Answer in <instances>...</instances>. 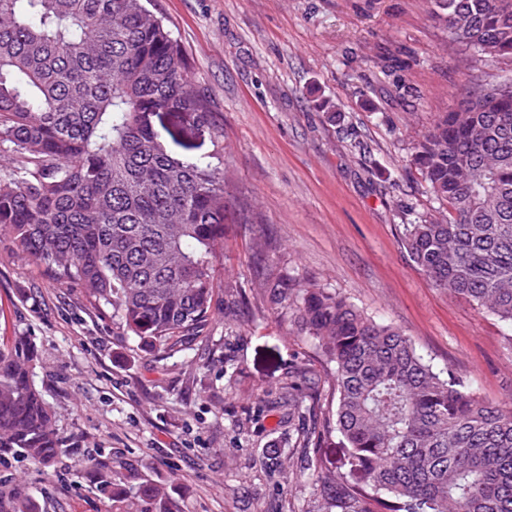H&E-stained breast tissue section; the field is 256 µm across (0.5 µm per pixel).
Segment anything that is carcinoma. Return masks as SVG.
<instances>
[{
    "label": "carcinoma",
    "instance_id": "obj_1",
    "mask_svg": "<svg viewBox=\"0 0 512 512\" xmlns=\"http://www.w3.org/2000/svg\"><path fill=\"white\" fill-rule=\"evenodd\" d=\"M151 0H0V234L89 306L148 346L186 350L218 306L213 259L224 225L250 224L221 157L173 153L156 122L173 112L212 126L206 95ZM448 35L489 60L512 59V0H438ZM444 113L410 162L448 218L403 228L436 288L512 326V93L491 87ZM271 299L296 313L327 367L323 422L299 430L300 466L340 512H512V408L437 369L398 328L345 297L267 274ZM28 336L0 343V455L55 468L74 448L35 383ZM310 380L290 378L277 406L307 412ZM345 448L319 465L321 432ZM111 492L127 475L93 459ZM0 512H36L17 489Z\"/></svg>",
    "mask_w": 512,
    "mask_h": 512
}]
</instances>
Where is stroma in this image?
<instances>
[{"instance_id":"1","label":"stroma","mask_w":512,"mask_h":512,"mask_svg":"<svg viewBox=\"0 0 512 512\" xmlns=\"http://www.w3.org/2000/svg\"><path fill=\"white\" fill-rule=\"evenodd\" d=\"M152 5L210 100L212 127L181 138L193 157L221 155L257 218L229 225L214 262L220 295L243 296L248 317L216 310L190 349L152 350L0 236V339L32 338L59 432L129 472L112 499L73 464L48 474L10 458L0 490L24 489L38 512H126L146 483L166 485L169 505L143 499L141 512H317L309 483L269 468L297 438L271 400L296 368L320 380L325 367L261 286L262 234L269 271L339 293L512 406V327L433 287L402 243L403 225L446 212L409 164L416 143L474 90L512 82V60L450 41L436 0Z\"/></svg>"}]
</instances>
